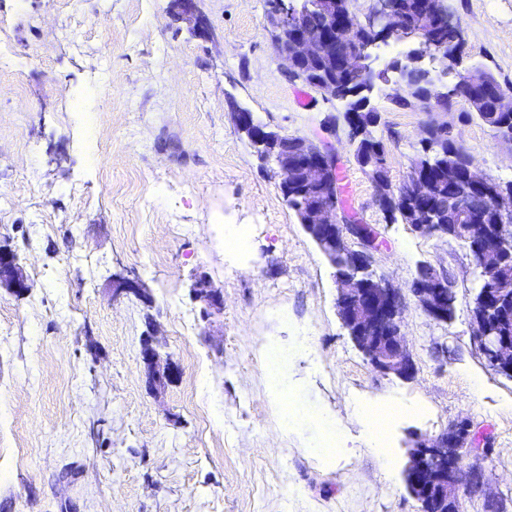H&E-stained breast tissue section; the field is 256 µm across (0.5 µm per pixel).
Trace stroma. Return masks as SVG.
<instances>
[{"mask_svg": "<svg viewBox=\"0 0 512 512\" xmlns=\"http://www.w3.org/2000/svg\"><path fill=\"white\" fill-rule=\"evenodd\" d=\"M447 4L465 61L512 86V0ZM198 7L211 37L169 0H0V243L30 284L23 298L0 289V512H418L402 479L411 440L459 418L487 483L462 512H486L490 497L512 512V378L473 336L467 247L381 210L343 101L313 88L297 104L268 0ZM399 93L392 73L371 97L393 187L432 124L485 177L512 183V147L461 120L467 104L402 109ZM235 104L335 153L343 208L376 237L372 270L405 292L412 379L381 375L351 341L334 270L239 132ZM239 227L242 251L225 245ZM424 265L452 284L451 322L409 291ZM116 273L145 281L151 303L113 298ZM199 276L222 291V311L204 315ZM150 328L183 368L157 393L139 357ZM358 403L392 410L388 459L364 448ZM333 440L344 451L319 455Z\"/></svg>", "mask_w": 512, "mask_h": 512, "instance_id": "1", "label": "stroma"}]
</instances>
